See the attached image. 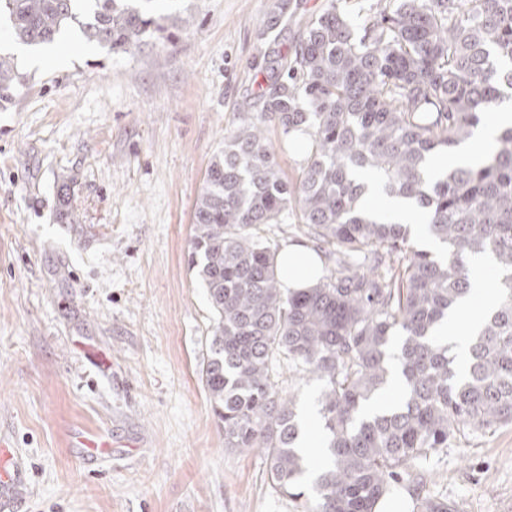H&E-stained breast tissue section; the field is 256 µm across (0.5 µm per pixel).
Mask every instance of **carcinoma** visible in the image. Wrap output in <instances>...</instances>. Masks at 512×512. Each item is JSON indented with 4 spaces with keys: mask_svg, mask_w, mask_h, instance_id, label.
<instances>
[{
    "mask_svg": "<svg viewBox=\"0 0 512 512\" xmlns=\"http://www.w3.org/2000/svg\"><path fill=\"white\" fill-rule=\"evenodd\" d=\"M152 2L0 0V16L27 46L78 31L128 52L167 28ZM25 81L0 55V107ZM511 100L512 0H381L357 29L343 0H328L293 56L273 52L260 107L244 101L226 131L191 239L189 264L214 316L201 380L224 447L259 450L270 487L296 512H376L399 485L416 512H455L427 492L424 463L512 422V126L481 164L427 169ZM272 123L306 138L294 184L265 135ZM364 172L420 209L442 251L415 248L408 225L363 210ZM290 220L334 259L298 291L282 286L279 246L259 233ZM481 254L496 268L491 315L468 337L461 371L435 331L469 292L468 261ZM282 359L290 380L319 383L326 463L310 486L295 396L276 379ZM393 364L401 398L366 414Z\"/></svg>",
    "mask_w": 512,
    "mask_h": 512,
    "instance_id": "1",
    "label": "carcinoma"
}]
</instances>
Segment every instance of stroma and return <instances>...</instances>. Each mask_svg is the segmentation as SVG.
I'll list each match as a JSON object with an SVG mask.
<instances>
[{"label": "stroma", "mask_w": 512, "mask_h": 512, "mask_svg": "<svg viewBox=\"0 0 512 512\" xmlns=\"http://www.w3.org/2000/svg\"><path fill=\"white\" fill-rule=\"evenodd\" d=\"M278 2L189 0L136 50L65 48L0 109V442L26 474L18 512H295L261 456L224 445L200 377L213 314L188 265L239 103L327 4L279 20ZM425 469L456 512H512V424Z\"/></svg>", "instance_id": "35a3bbf8"}]
</instances>
